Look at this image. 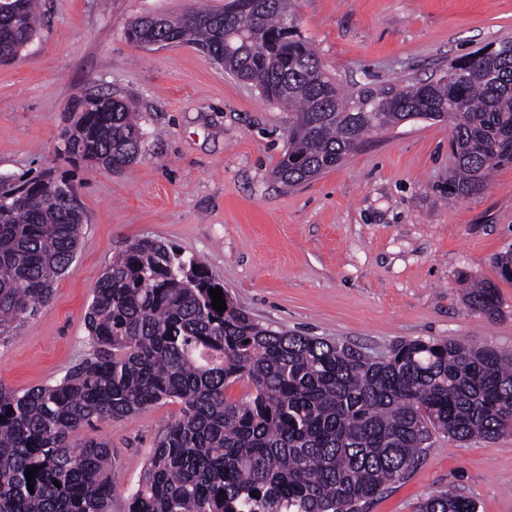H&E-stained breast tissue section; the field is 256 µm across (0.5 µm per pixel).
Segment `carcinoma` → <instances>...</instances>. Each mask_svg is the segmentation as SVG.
Returning a JSON list of instances; mask_svg holds the SVG:
<instances>
[{"label": "carcinoma", "instance_id": "obj_1", "mask_svg": "<svg viewBox=\"0 0 512 512\" xmlns=\"http://www.w3.org/2000/svg\"><path fill=\"white\" fill-rule=\"evenodd\" d=\"M287 13L288 0H229L156 23L140 16L127 35L193 44L286 108L288 148L274 174L288 187L336 168L368 132L415 119L451 126L452 200L512 165L511 41L461 56L432 80L346 92L285 29ZM38 29L37 0H3L0 61L16 58ZM82 105L62 132L64 153L109 170L134 164L143 132L127 101L90 93ZM83 223L70 179H0L1 341L50 302ZM495 267L512 281V251ZM211 288L224 284L204 262L161 240H136L112 259L84 317L93 353L53 384H0V512H112V448L73 437L162 400L181 403V415L159 436L127 512H363L421 464L434 436L465 443L512 434V353L400 340L373 358L275 330L226 294L220 313ZM468 301L498 312L489 282L474 285ZM238 381L250 390L233 402L225 391ZM419 512L478 506L442 490Z\"/></svg>", "mask_w": 512, "mask_h": 512}]
</instances>
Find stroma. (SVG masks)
<instances>
[{
    "instance_id": "35a3bbf8",
    "label": "stroma",
    "mask_w": 512,
    "mask_h": 512,
    "mask_svg": "<svg viewBox=\"0 0 512 512\" xmlns=\"http://www.w3.org/2000/svg\"><path fill=\"white\" fill-rule=\"evenodd\" d=\"M199 0H40L42 25L0 63V175L73 180L85 214L77 254L49 304L0 342V384H52L92 347L84 316L104 269L150 237L202 259L260 323L345 342L373 357L400 340L445 339L512 352V165L480 193L448 200L447 122L368 133L338 167L289 188L272 171L288 114L189 44L146 47L138 16ZM294 22L344 89L400 87L512 40V0H295ZM128 99L141 115L138 160L121 172L62 152L84 95ZM495 285L499 313L472 310L470 283ZM180 403L97 423L112 448V512H127L147 458ZM456 487L478 512H512V436L461 444L437 436L420 466L364 512H415Z\"/></svg>"
}]
</instances>
